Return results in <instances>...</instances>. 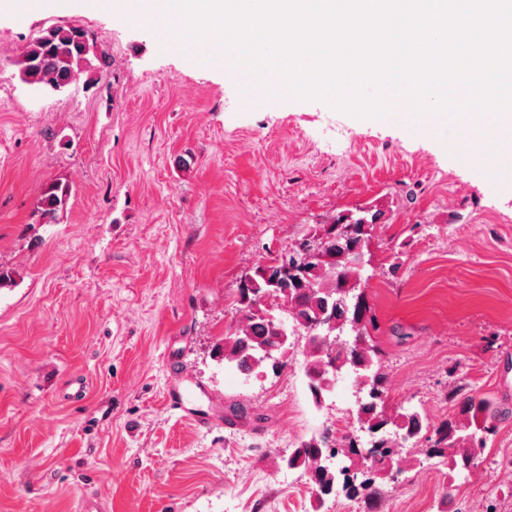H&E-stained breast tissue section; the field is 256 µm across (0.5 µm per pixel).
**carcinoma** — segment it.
<instances>
[{
  "mask_svg": "<svg viewBox=\"0 0 512 512\" xmlns=\"http://www.w3.org/2000/svg\"><path fill=\"white\" fill-rule=\"evenodd\" d=\"M91 52L93 48L79 29L53 26L28 44L15 65L21 81L39 90L60 91L82 77L90 87L97 83ZM68 193L65 184L50 185L38 202L41 214L55 218L66 205ZM379 215L380 212L370 210L343 211L325 224L313 225L310 232L318 236L324 259L307 264L303 272L289 280L274 284L261 274L259 267L241 280L237 304L242 318L234 333L224 335L218 355L243 373L260 374L269 369L277 374L281 363L266 353L273 339L288 329L294 334L308 331L326 309L333 307L336 325L330 327L329 335L336 337V352L330 355L318 343L309 342L305 373L318 376L349 371L355 375L356 383L366 389V397L357 409V421L379 442L371 450L370 468L381 472L400 465L397 455L386 448L387 428L391 426L402 432V438L411 441V445L430 448L431 454L448 464L449 473H460L464 459H476L477 449L486 447L497 435L504 414L490 398L463 384L455 385L444 396L447 402L458 406L460 422L445 420L436 425L430 422L426 412L415 408H404L393 417L385 414L388 391L381 354L372 338V332L378 330L375 317L364 292L343 293L350 278L365 283L370 276L356 266L349 244L336 237V224L366 222L369 231L357 232L355 242L361 250H367ZM265 296L284 302L291 324L263 308L259 300ZM359 447L361 444L349 436L335 445L312 437L294 448L286 463L290 468L304 470L318 503L338 493L349 499L369 498L378 494L375 478L367 476L359 481L357 473L347 464L350 457L346 449Z\"/></svg>",
  "mask_w": 512,
  "mask_h": 512,
  "instance_id": "cac0c4a2",
  "label": "carcinoma"
}]
</instances>
